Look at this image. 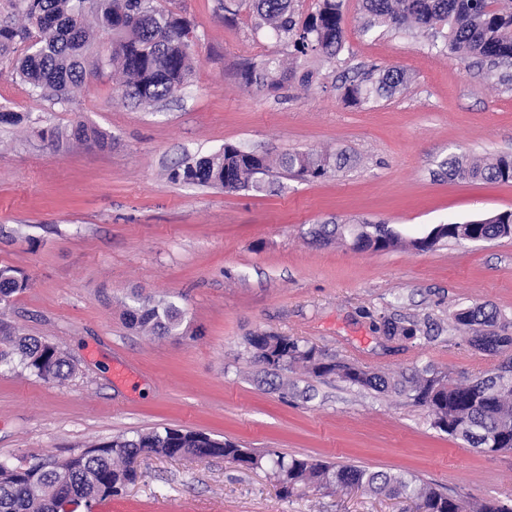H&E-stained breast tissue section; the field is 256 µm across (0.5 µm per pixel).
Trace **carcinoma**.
I'll list each match as a JSON object with an SVG mask.
<instances>
[{"label": "carcinoma", "mask_w": 512, "mask_h": 512, "mask_svg": "<svg viewBox=\"0 0 512 512\" xmlns=\"http://www.w3.org/2000/svg\"><path fill=\"white\" fill-rule=\"evenodd\" d=\"M294 0H254L256 28H271L280 43L294 56L295 67L284 70L268 57L248 64L244 82L258 90H277L293 78L312 81L311 59L335 60L344 48V0H318L316 10L300 21ZM18 23L0 24V61L12 63V74L42 97L70 101L88 74L107 71L118 76L117 89L138 105L172 97L192 79L193 29L188 20L156 4V0H10ZM368 27L411 31L443 39V46L462 61H470L486 74L507 84L512 81V0H362ZM32 39L23 55L18 45ZM399 68L371 72L343 85L341 100L359 106L387 97L406 84ZM55 140L77 142L100 150L112 145V136L78 121L55 135ZM343 152L285 153L278 166L301 179H320L332 170L349 165ZM441 168L448 178L468 182L512 184V155L466 161L450 155ZM270 162L260 154L246 155L226 144L221 152L185 162L173 169L174 182L221 187L226 192L261 191ZM314 237L331 241L348 236L363 250L390 251L405 246L428 250L422 238L403 240L388 224H321ZM512 235V211L499 212L481 224H441L440 243L472 238L498 239ZM29 287V280L15 267H0V304L10 302ZM129 324L157 335L175 331L182 310L169 300L136 299L127 311ZM466 327L474 349L498 355L512 345L511 336L488 332L497 314L482 305L455 314ZM421 331L414 320H388L386 336L415 339ZM255 362L270 370L301 366L315 377L336 376L340 381L379 393L407 395L427 409L433 426L452 438H460L485 452L512 449V358L496 372L470 383H461L446 372L429 367L401 378L372 373L360 365L336 359L315 346L291 336L258 334L247 339ZM20 367L44 381L61 382L74 374V365L52 344L21 335L0 321V367ZM222 457L254 469L268 462L275 468L283 495L309 489L357 488L373 495L416 501L417 512H512V504L496 499L469 505L403 473L372 471L356 466H335L305 457H287L269 449L258 453L231 440L206 433L165 427L149 433L136 432L100 442L66 459H38L24 466L0 464V512H58L75 497L91 503L116 495L138 478L139 457Z\"/></svg>", "instance_id": "cac0c4a2"}]
</instances>
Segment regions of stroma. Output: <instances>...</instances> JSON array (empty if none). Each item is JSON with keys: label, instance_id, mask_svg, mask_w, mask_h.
<instances>
[{"label": "stroma", "instance_id": "stroma-1", "mask_svg": "<svg viewBox=\"0 0 512 512\" xmlns=\"http://www.w3.org/2000/svg\"><path fill=\"white\" fill-rule=\"evenodd\" d=\"M193 25L194 75L174 97L137 106L91 74L70 102L40 97L0 63V266L29 286L0 307L20 334L56 346L73 376L46 382L0 368V459H59L117 435L166 427L227 437L334 464L415 475L469 502L512 501V450L486 453L433 428L404 395L352 387L302 369L266 374L247 337L279 334L388 376L426 367L458 380L498 356L471 348L458 310H497L512 336V237L385 252L323 243L318 224H389L402 238L512 210V184L443 176L451 154H512V86L466 68L425 36L363 31L345 0V44L316 61L309 85L246 86L241 68L288 51L256 28L252 0H160ZM373 67L407 75L399 93L358 107L341 86ZM83 120L110 148L52 145ZM233 144L270 159L345 152L347 168L302 181L271 172L268 189L225 192L172 181L189 157ZM177 303L181 327H131L134 295ZM440 325L434 341H386L384 320ZM128 381H115L114 366ZM140 478L74 512H404L354 491L283 496L269 467L221 458H140Z\"/></svg>", "mask_w": 512, "mask_h": 512}]
</instances>
